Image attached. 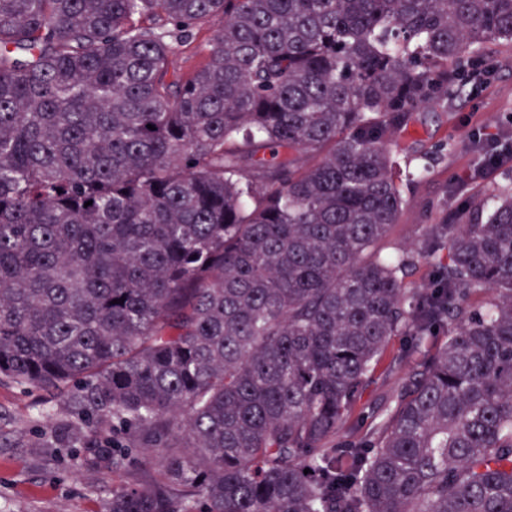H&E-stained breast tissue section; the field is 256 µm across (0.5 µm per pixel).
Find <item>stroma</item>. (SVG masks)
Listing matches in <instances>:
<instances>
[{"label":"stroma","instance_id":"stroma-1","mask_svg":"<svg viewBox=\"0 0 512 512\" xmlns=\"http://www.w3.org/2000/svg\"><path fill=\"white\" fill-rule=\"evenodd\" d=\"M487 57L495 75L479 96H448L440 106L414 113L390 137L401 164L425 163L429 170L405 186L408 204L389 247H419L444 210L465 208L472 197L512 178L511 167L478 180L467 177L480 162L475 132L485 127L512 140V44L491 46ZM446 141L454 143L453 151H439ZM66 417L60 398L0 380V512H99L113 486L130 481L124 472L86 470L72 449L46 447L47 422Z\"/></svg>","mask_w":512,"mask_h":512}]
</instances>
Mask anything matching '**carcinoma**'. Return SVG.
<instances>
[{"label":"carcinoma","instance_id":"1","mask_svg":"<svg viewBox=\"0 0 512 512\" xmlns=\"http://www.w3.org/2000/svg\"><path fill=\"white\" fill-rule=\"evenodd\" d=\"M501 43L512 0H0V379L132 474L100 512H512V180L383 251L389 135ZM217 27V23L211 27V30H204L199 35L196 41L191 45V47L184 48L180 54H178L175 59L174 63L178 70L183 72H190L192 71L196 66L199 65V63L202 61L201 57L199 55H196L192 47L196 45L201 40H205L206 37L210 35L213 29ZM405 371H395L389 375L377 378L365 391L363 403L365 412L368 414L373 410L381 408L386 399L400 385Z\"/></svg>","mask_w":512,"mask_h":512}]
</instances>
